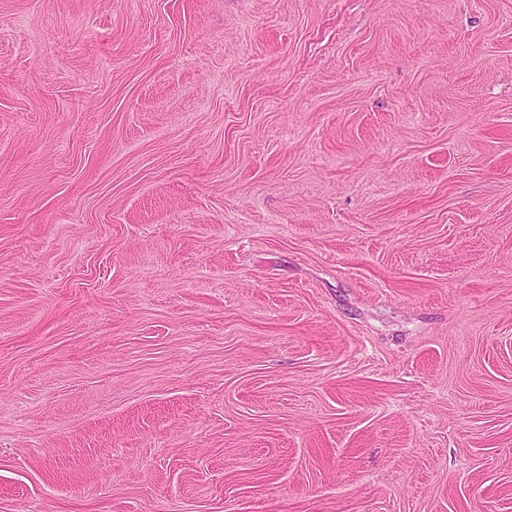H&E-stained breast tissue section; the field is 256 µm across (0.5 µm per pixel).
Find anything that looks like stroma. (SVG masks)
<instances>
[{"label": "stroma", "instance_id": "obj_1", "mask_svg": "<svg viewBox=\"0 0 512 512\" xmlns=\"http://www.w3.org/2000/svg\"><path fill=\"white\" fill-rule=\"evenodd\" d=\"M0 512H512V0H0Z\"/></svg>", "mask_w": 512, "mask_h": 512}]
</instances>
